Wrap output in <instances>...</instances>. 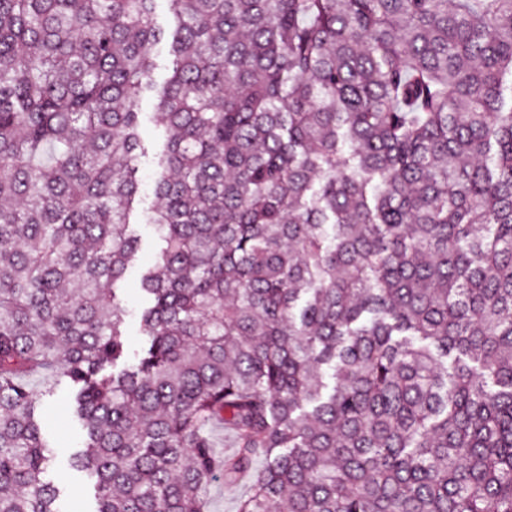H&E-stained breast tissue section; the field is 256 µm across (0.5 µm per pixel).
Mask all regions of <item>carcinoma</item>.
<instances>
[{
    "label": "carcinoma",
    "mask_w": 512,
    "mask_h": 512,
    "mask_svg": "<svg viewBox=\"0 0 512 512\" xmlns=\"http://www.w3.org/2000/svg\"><path fill=\"white\" fill-rule=\"evenodd\" d=\"M168 3L157 88L156 0H0V512L62 492L38 368L94 512H512V0ZM154 70L152 80L155 84H161L168 76L171 62L169 47L166 40L158 43L153 49ZM140 116L144 153L139 158L137 178L140 192L137 204L129 217V232L141 239V250L132 262L130 271L121 288L123 304L127 310L126 328L127 343L131 351H137L143 345L145 336L140 329V298L138 293V278L144 269L154 260L161 243L157 239L152 225L148 224L154 204V184L157 177L158 156L161 153L165 136L154 117V94L148 92L140 102ZM47 378L48 374L38 372L29 380L37 390L50 384V393L43 397L40 407L46 438L56 456L55 466L48 477L65 485L69 481L67 457L73 448H81L83 434L74 415V393L68 380L52 377L48 381ZM249 488L247 478L233 485H226L223 480L212 482L208 492V512H237L239 500Z\"/></svg>",
    "instance_id": "carcinoma-1"
}]
</instances>
